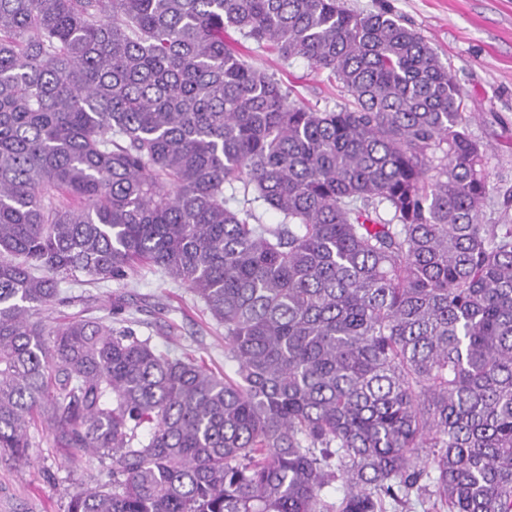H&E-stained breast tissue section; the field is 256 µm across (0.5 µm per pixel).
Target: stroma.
<instances>
[{
  "label": "stroma",
  "mask_w": 512,
  "mask_h": 512,
  "mask_svg": "<svg viewBox=\"0 0 512 512\" xmlns=\"http://www.w3.org/2000/svg\"><path fill=\"white\" fill-rule=\"evenodd\" d=\"M362 13L392 11L416 29L440 60L449 65L466 92L469 130L485 147L490 199L483 220L512 224V0H343ZM248 62L274 74L292 100L334 110L346 99L335 81L314 73L306 61L281 60L267 47L243 42ZM91 313L121 322L131 318L140 336L175 356L188 354L217 374L234 372L224 358V328L187 287L171 283L150 268L133 273L127 287L90 285ZM124 311L115 314L116 298ZM32 446L22 459L0 457V512H66L72 493L110 480L108 461L52 445L42 431H31Z\"/></svg>",
  "instance_id": "1"
}]
</instances>
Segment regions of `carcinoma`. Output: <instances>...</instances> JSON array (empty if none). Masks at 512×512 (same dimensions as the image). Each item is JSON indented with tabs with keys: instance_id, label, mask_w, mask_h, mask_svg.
I'll use <instances>...</instances> for the list:
<instances>
[{
	"instance_id": "obj_1",
	"label": "carcinoma",
	"mask_w": 512,
	"mask_h": 512,
	"mask_svg": "<svg viewBox=\"0 0 512 512\" xmlns=\"http://www.w3.org/2000/svg\"><path fill=\"white\" fill-rule=\"evenodd\" d=\"M349 95L289 100L224 40ZM455 75L340 0H0V453L110 461L66 512H512V224ZM279 215L263 224L255 204ZM143 265L236 377L40 311Z\"/></svg>"
}]
</instances>
